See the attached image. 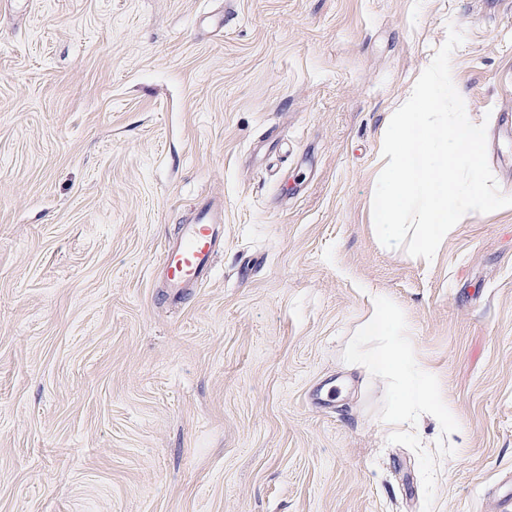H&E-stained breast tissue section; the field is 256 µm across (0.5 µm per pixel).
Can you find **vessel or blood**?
I'll list each match as a JSON object with an SVG mask.
<instances>
[{"label":"vessel or blood","mask_w":512,"mask_h":512,"mask_svg":"<svg viewBox=\"0 0 512 512\" xmlns=\"http://www.w3.org/2000/svg\"><path fill=\"white\" fill-rule=\"evenodd\" d=\"M224 233V212L203 206L187 224L180 239L169 244L161 256L166 284L173 295L201 284L209 277L216 244Z\"/></svg>","instance_id":"vessel-or-blood-1"}]
</instances>
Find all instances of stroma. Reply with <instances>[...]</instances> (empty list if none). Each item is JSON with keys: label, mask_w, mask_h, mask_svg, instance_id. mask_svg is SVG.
Here are the masks:
<instances>
[{"label": "stroma", "mask_w": 512, "mask_h": 512, "mask_svg": "<svg viewBox=\"0 0 512 512\" xmlns=\"http://www.w3.org/2000/svg\"><path fill=\"white\" fill-rule=\"evenodd\" d=\"M512 195L506 0L0 8V512H505L512 210L377 239L388 117L447 38ZM224 210L209 280L160 257ZM450 421L388 425L376 300ZM410 326L384 302H376L364 326L365 336H410Z\"/></svg>", "instance_id": "stroma-1"}]
</instances>
